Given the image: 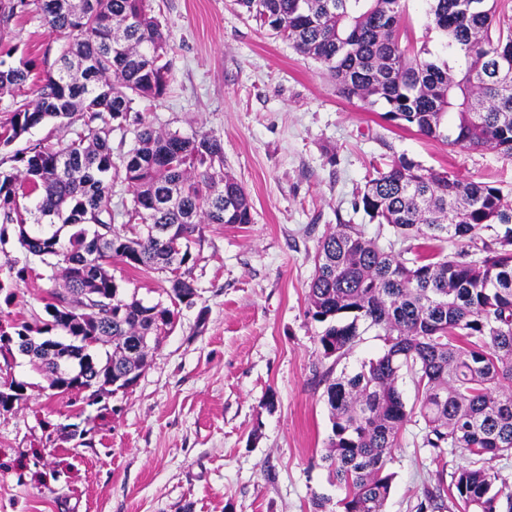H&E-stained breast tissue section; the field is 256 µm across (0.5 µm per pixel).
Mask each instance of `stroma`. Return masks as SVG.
Masks as SVG:
<instances>
[{"label":"stroma","instance_id":"35a3bbf8","mask_svg":"<svg viewBox=\"0 0 512 512\" xmlns=\"http://www.w3.org/2000/svg\"><path fill=\"white\" fill-rule=\"evenodd\" d=\"M170 34L172 80L163 98L137 108L157 130L209 131L224 141V172L245 189L252 223L211 224L194 269L198 295L180 306L173 330L136 384L76 412L28 357L0 369L27 382L28 398L0 411V512H314L336 498L320 458L331 434L322 374L355 371L382 341L366 332L346 358H322L321 324L307 291L319 238L339 224L374 235L355 201L376 171L406 157L489 183L512 201V159L462 149L396 126L382 105L346 101L328 71L270 36L236 0H150ZM426 0H402L396 31L409 56L440 54ZM60 42L37 12L0 37V60L26 61V84L0 95V125L54 70ZM48 122L0 147V168L36 143L72 137ZM25 267L16 281L11 263ZM126 294L166 301L163 273L110 267ZM0 318L42 312L52 269L26 253L14 230L0 238ZM90 428L80 444L63 425ZM464 460L435 458L408 422L393 453L386 512H415L424 484L450 482Z\"/></svg>","mask_w":512,"mask_h":512}]
</instances>
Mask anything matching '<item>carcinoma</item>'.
Returning <instances> with one entry per match:
<instances>
[{
    "instance_id": "obj_1",
    "label": "carcinoma",
    "mask_w": 512,
    "mask_h": 512,
    "mask_svg": "<svg viewBox=\"0 0 512 512\" xmlns=\"http://www.w3.org/2000/svg\"><path fill=\"white\" fill-rule=\"evenodd\" d=\"M445 56L410 59L396 28L402 0H237L276 37L336 78L338 95L434 140L492 147L512 159V31L496 28V0H429ZM63 41L59 66L0 131L7 146L47 119L82 121L75 137L37 144L0 172V224L20 246L56 259L63 287L47 318L0 323V353L30 358L49 388L76 405L135 384L151 339L193 304L192 270L209 224H250L244 188L224 171L211 132H159L136 110L162 98L172 74L169 34L147 0H0V35L30 6ZM29 70L0 68V93ZM133 128L112 152V132ZM131 195L112 224L116 185ZM36 197L34 205L26 200ZM355 205L394 231L385 244L354 224L319 238L308 313L324 325L323 358L345 356L373 330L375 359L326 386L329 448L322 457L342 496L320 512H385L409 413L398 382L409 376L423 421L421 447L469 460L449 484L424 486L418 512H512V482L486 463L512 456V203L499 189L400 157L370 179ZM119 260L166 274L170 305L126 297L108 270ZM28 384L0 383V405L26 400Z\"/></svg>"
}]
</instances>
